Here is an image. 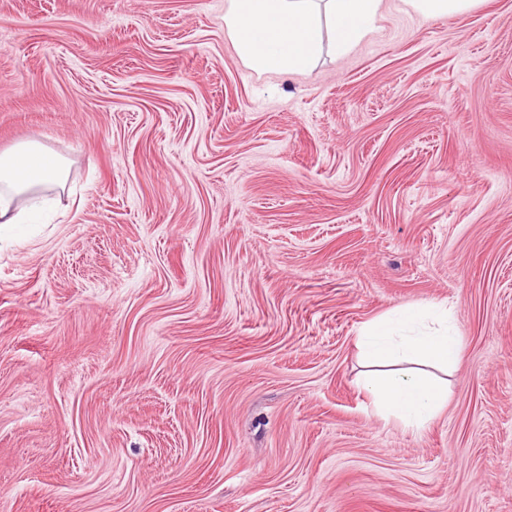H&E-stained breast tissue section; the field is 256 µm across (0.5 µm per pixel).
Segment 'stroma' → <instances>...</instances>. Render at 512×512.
I'll use <instances>...</instances> for the list:
<instances>
[{
    "instance_id": "35a3bbf8",
    "label": "stroma",
    "mask_w": 512,
    "mask_h": 512,
    "mask_svg": "<svg viewBox=\"0 0 512 512\" xmlns=\"http://www.w3.org/2000/svg\"><path fill=\"white\" fill-rule=\"evenodd\" d=\"M228 0H0V512H512V0L261 73ZM447 305L419 433L357 338ZM68 161L36 142L0 153V231L21 224L32 211L41 190L63 188Z\"/></svg>"
}]
</instances>
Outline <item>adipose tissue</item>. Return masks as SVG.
I'll return each instance as SVG.
<instances>
[{
    "label": "adipose tissue",
    "instance_id": "adipose-tissue-1",
    "mask_svg": "<svg viewBox=\"0 0 512 512\" xmlns=\"http://www.w3.org/2000/svg\"><path fill=\"white\" fill-rule=\"evenodd\" d=\"M381 0H229L224 27L243 61L258 72L302 71L324 49L348 53L371 33ZM67 160L36 142L0 153V231L21 223L45 189L64 187ZM418 310L366 325L358 338L363 358L376 366L363 387L388 415L423 430L448 401L447 385L434 369L456 368L461 341L440 311L439 328L418 329Z\"/></svg>",
    "mask_w": 512,
    "mask_h": 512
}]
</instances>
